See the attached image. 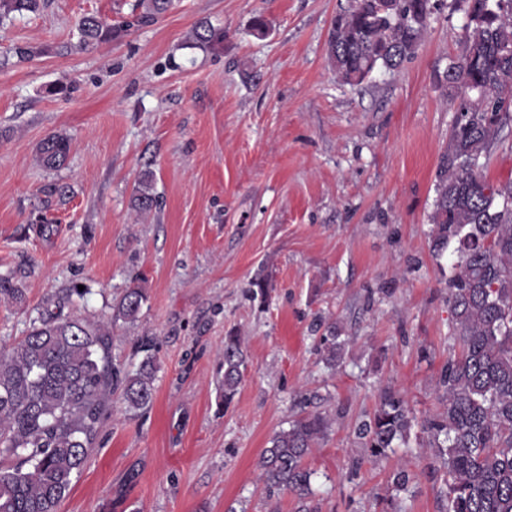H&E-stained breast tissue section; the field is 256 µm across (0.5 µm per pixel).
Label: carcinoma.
Instances as JSON below:
<instances>
[{
	"label": "carcinoma",
	"instance_id": "1",
	"mask_svg": "<svg viewBox=\"0 0 512 512\" xmlns=\"http://www.w3.org/2000/svg\"><path fill=\"white\" fill-rule=\"evenodd\" d=\"M43 0H0V18L37 12ZM174 0H138L134 22H155ZM468 22L459 54L445 81L459 98L460 121L452 126L438 166L430 216L431 249L448 253L452 336L458 351L442 375L444 410L424 420L443 459L447 512H512V181L494 185L483 171L512 113V0H462ZM438 0H346L327 38L336 78L360 84L374 72L394 70L413 58L430 28ZM117 28L91 15L79 23L78 47L111 40ZM193 40L214 46L224 32L207 23ZM70 139L53 134L38 148L45 167L61 165ZM147 213L156 205L143 183L133 201ZM76 290L46 307L19 341L0 346V512H58L84 466L117 398L133 415L156 394L160 364L154 338L140 337L130 369L112 358L116 322L133 323L147 301L144 288L125 290L112 318L64 312ZM0 299L24 301V288L0 276ZM341 349L336 327L323 338L326 363L336 366ZM246 355L239 336L224 337V375L218 409L241 382ZM414 420L404 401L382 398L360 435L374 455L406 439ZM328 429L307 414L270 439L259 463L265 487L302 500L311 495L312 472L304 460Z\"/></svg>",
	"mask_w": 512,
	"mask_h": 512
}]
</instances>
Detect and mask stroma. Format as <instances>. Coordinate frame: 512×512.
<instances>
[{
    "label": "stroma",
    "instance_id": "35a3bbf8",
    "mask_svg": "<svg viewBox=\"0 0 512 512\" xmlns=\"http://www.w3.org/2000/svg\"><path fill=\"white\" fill-rule=\"evenodd\" d=\"M136 2L45 0L0 21V275L26 293L0 301V345L78 286L69 313L111 315L136 280L147 301L117 324L112 355L129 363L152 336L161 362L152 405L133 417L113 404L59 512H299L296 495L263 488L258 462L313 412L329 421L306 459L318 512H446L421 422L442 406L454 348L449 259L429 232L463 10L443 0L412 59L349 85L326 51L340 0H174L149 25L133 24ZM89 13L119 34L81 50ZM202 22L223 43L196 44ZM53 132L71 149L47 169L37 147ZM146 176L157 205L141 215ZM331 330L332 367L317 351ZM231 332L247 364L220 408ZM387 394L417 422L376 456L358 428Z\"/></svg>",
    "mask_w": 512,
    "mask_h": 512
}]
</instances>
